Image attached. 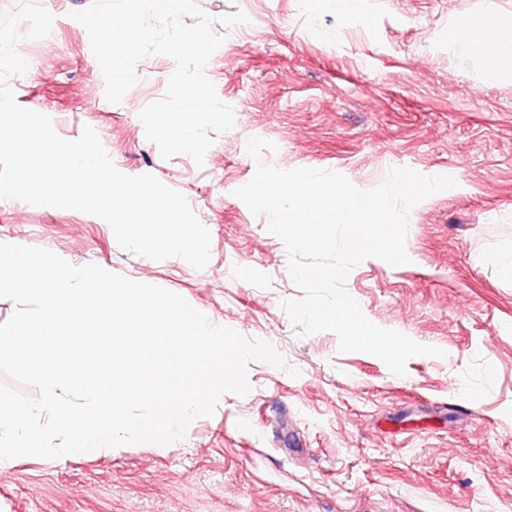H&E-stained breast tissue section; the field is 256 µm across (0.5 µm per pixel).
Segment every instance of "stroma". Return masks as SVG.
Wrapping results in <instances>:
<instances>
[{"label": "stroma", "mask_w": 512, "mask_h": 512, "mask_svg": "<svg viewBox=\"0 0 512 512\" xmlns=\"http://www.w3.org/2000/svg\"><path fill=\"white\" fill-rule=\"evenodd\" d=\"M38 2L55 20L40 40L18 26L29 66L10 81L16 102L67 140L92 127L122 173L181 192L210 231V259L155 261L96 216L15 199H0V241L171 290L286 365L251 362L250 392L224 394L168 447L20 459L0 470V512H512V280L498 266L512 249V79L477 80L478 60L448 41L481 16L512 21V0H365V23L327 0H197L223 38L205 73L235 112L200 166L163 159L139 118L174 61L142 60L109 103L71 17L93 0ZM237 11L247 24H221ZM253 138L276 151L253 158ZM260 161L364 190L395 168L455 180L411 209L409 263L370 257L345 282L367 319L443 357L411 358L397 376L340 352L334 332L302 334L282 307L302 295L286 247L234 194Z\"/></svg>", "instance_id": "obj_1"}]
</instances>
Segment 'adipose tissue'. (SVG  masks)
Segmentation results:
<instances>
[{"mask_svg":"<svg viewBox=\"0 0 512 512\" xmlns=\"http://www.w3.org/2000/svg\"><path fill=\"white\" fill-rule=\"evenodd\" d=\"M489 36L494 38L497 49V59L493 62L485 58V39ZM450 39L460 53L483 58V74L512 76V22L480 18L452 33Z\"/></svg>","mask_w":512,"mask_h":512,"instance_id":"1","label":"adipose tissue"}]
</instances>
